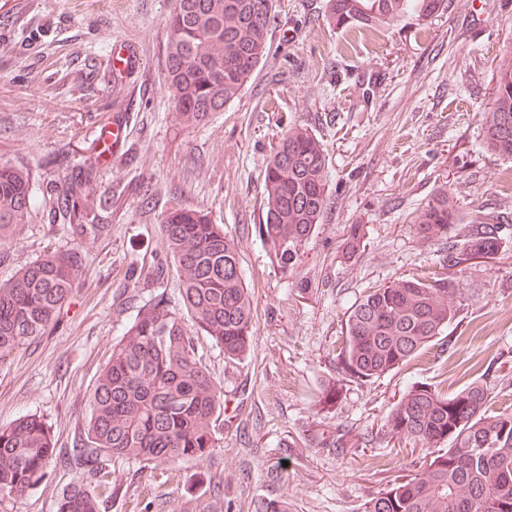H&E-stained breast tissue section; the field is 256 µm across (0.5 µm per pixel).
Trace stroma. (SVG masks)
<instances>
[{
	"label": "stroma",
	"instance_id": "obj_1",
	"mask_svg": "<svg viewBox=\"0 0 512 512\" xmlns=\"http://www.w3.org/2000/svg\"><path fill=\"white\" fill-rule=\"evenodd\" d=\"M326 2L278 0L266 60L223 111L188 128L173 121L165 85L170 0H0V161L33 176L30 220L0 243V279L49 249L78 252L85 270L57 323L0 362V425L36 414L58 450L72 447L115 337L156 296L179 299L159 229L170 208L223 225L256 302L245 360L195 340L226 400L211 460L115 464L105 512H252L254 499L279 495L288 512H361L416 460L391 451L382 431L408 382L454 392L481 376L491 410L512 406V225L495 255L456 274L460 324L450 336L318 403L347 308L367 288L437 263V247L412 229L436 187H451L466 210L512 213V161L481 146L499 58L512 51V0H448L439 17L372 32L329 27ZM120 46L135 66L113 67ZM294 123L323 138L329 192L322 224L284 272L258 226L271 148ZM116 128L119 147H106ZM89 162L106 229L78 236L55 183ZM351 224L367 225L370 243L345 260ZM338 426L370 445L321 447V433ZM74 480L54 462L24 498L0 496V512H55Z\"/></svg>",
	"mask_w": 512,
	"mask_h": 512
}]
</instances>
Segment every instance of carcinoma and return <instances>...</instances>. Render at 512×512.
I'll return each mask as SVG.
<instances>
[{
  "instance_id": "1",
  "label": "carcinoma",
  "mask_w": 512,
  "mask_h": 512,
  "mask_svg": "<svg viewBox=\"0 0 512 512\" xmlns=\"http://www.w3.org/2000/svg\"><path fill=\"white\" fill-rule=\"evenodd\" d=\"M447 0H327L328 25L371 30L408 15L427 20ZM276 0H173L166 21L165 81L173 120L196 126L237 98L266 59L268 26ZM482 145L512 158V52L501 58L495 95L485 113ZM91 164L59 189L61 207L81 232L98 204ZM328 154L311 129L294 123L282 134L263 174L265 221L259 232L282 269L294 266L322 223L328 196ZM32 174L0 162V240L28 222ZM504 215L466 212L441 185L413 224L418 240L439 245V269L369 288L345 312L336 347V377L322 400L330 405L346 383H367L408 365L433 339L459 326L449 297L458 289L448 270L497 252ZM458 224L468 233L454 239ZM167 254L180 272V307L157 298L141 306L112 345L88 398V420L65 459L79 478L56 503V512H104L109 462L173 467L203 462L217 447L216 423L224 414V389L196 358L193 333L209 337L224 358L241 361L253 343L254 298L240 267L238 245L209 214L174 207L159 224ZM368 229L350 224L341 244L349 258L367 245ZM83 274L73 251H50L0 281V360L41 336L68 301ZM491 393L476 379L448 394L411 382L387 414L383 428L395 444L425 450L419 468L368 499L362 512H512V409L488 412ZM351 430H329L326 448L351 444ZM57 457L50 426L24 415L0 425V495L22 498L50 476ZM253 512H287L282 499L260 498Z\"/></svg>"
}]
</instances>
